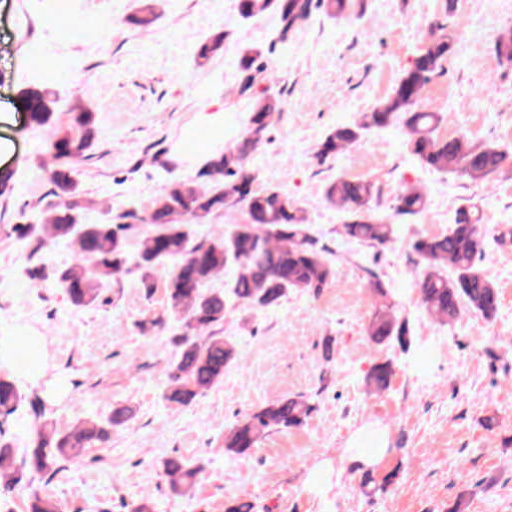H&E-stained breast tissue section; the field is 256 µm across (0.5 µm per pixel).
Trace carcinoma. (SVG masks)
Here are the masks:
<instances>
[{
	"label": "carcinoma",
	"instance_id": "1",
	"mask_svg": "<svg viewBox=\"0 0 512 512\" xmlns=\"http://www.w3.org/2000/svg\"><path fill=\"white\" fill-rule=\"evenodd\" d=\"M277 2L280 40L287 41L319 6L333 14L345 7V0H239L240 14L249 18ZM453 48V37L441 33L429 40L412 66L403 74L388 100L362 115L356 123L340 125L325 138L319 156L338 155L353 146L370 129L383 128L402 120L406 147L422 167L460 173L483 180L501 172L504 150L495 144H478L461 135L442 138L437 134L444 116L439 112L415 111L412 106L422 96L432 76L442 67ZM500 61L512 63V31L500 34L494 45ZM263 51L256 49L241 60L239 95L253 100L248 133L235 145L208 159L196 177L175 179L167 184L142 219L154 227L140 244L134 264L146 290L166 276V306L179 330L177 352L167 372L163 398L175 406H188L197 396L224 381L225 370L239 358L237 345L211 333L224 325L238 307L265 310L277 307L289 291L321 294L335 278V268L324 250L317 246L310 225L298 203L287 193L268 187L260 191L243 182L247 160L260 138L280 111L279 96L259 88L267 71L261 62ZM31 126L55 137L52 181L53 205L44 224H22L15 228L21 237H35L40 245L61 242L76 247L79 263L58 271L57 280L77 307L94 304L105 282L127 272V229L118 214L109 223L82 222L88 210L85 196L71 176L69 164L85 156L94 140L91 112H77L71 127L62 136L52 124L53 109L47 94L22 91ZM326 198L346 212L343 235L371 248L385 246L394 236V225L377 213V191L369 181L339 178L326 189ZM243 205L248 220L209 240L196 241L189 217L197 224L225 208ZM426 209V197L414 186H404L394 199L392 210L398 217H416ZM410 249L426 265L415 281L425 310L443 323L453 324L467 308L491 320L498 311V292L479 265L483 239L477 213L463 208L446 234L422 237ZM236 269L229 292L213 290L208 284L224 268ZM408 322L399 318L392 305L376 306L366 328V336L376 345L395 343L406 348ZM395 374L390 361L375 365L367 376L372 393L389 388ZM23 395L9 372H0V415L13 414ZM313 411L302 396L285 397L257 408L239 421L224 437V452L231 458L250 455L271 430L301 426ZM134 418L129 407L112 409L104 421L89 420L66 431L46 423L24 449L21 467L15 468L13 451L0 442V490L10 491L26 471L54 474L62 463L81 459L83 451L106 445L112 429ZM171 489L182 495L195 483L198 470L176 459L163 464ZM29 512H61L49 497L33 494Z\"/></svg>",
	"mask_w": 512,
	"mask_h": 512
}]
</instances>
